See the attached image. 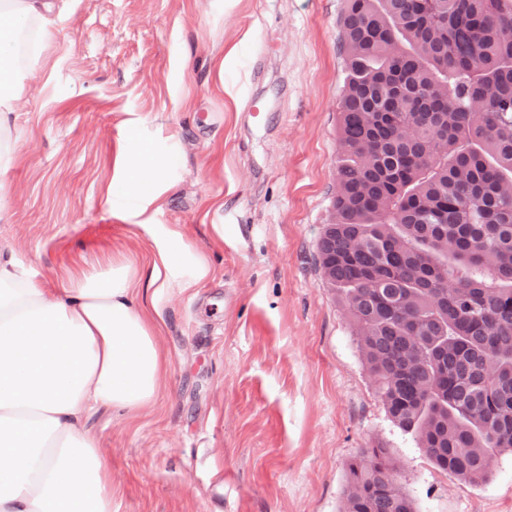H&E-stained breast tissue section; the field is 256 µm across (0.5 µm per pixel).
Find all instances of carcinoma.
Wrapping results in <instances>:
<instances>
[{"instance_id": "1", "label": "carcinoma", "mask_w": 512, "mask_h": 512, "mask_svg": "<svg viewBox=\"0 0 512 512\" xmlns=\"http://www.w3.org/2000/svg\"><path fill=\"white\" fill-rule=\"evenodd\" d=\"M331 218L342 294L392 421L476 482L512 451V0H345ZM341 512H418L389 449Z\"/></svg>"}]
</instances>
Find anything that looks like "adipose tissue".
Here are the masks:
<instances>
[{"instance_id":"adipose-tissue-1","label":"adipose tissue","mask_w":512,"mask_h":512,"mask_svg":"<svg viewBox=\"0 0 512 512\" xmlns=\"http://www.w3.org/2000/svg\"><path fill=\"white\" fill-rule=\"evenodd\" d=\"M70 3L0 0V175L19 158L22 68L41 62ZM115 165L122 179L106 197L134 193L143 210L170 189L159 162L137 160L127 143ZM184 253L179 228L167 229L148 287H171ZM138 282L132 262L110 255L56 290L0 248V512H112V475L85 419L152 404L167 367Z\"/></svg>"}]
</instances>
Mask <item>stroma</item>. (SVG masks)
<instances>
[{
  "mask_svg": "<svg viewBox=\"0 0 512 512\" xmlns=\"http://www.w3.org/2000/svg\"><path fill=\"white\" fill-rule=\"evenodd\" d=\"M343 7L74 0L48 65L24 72L0 247L59 288L108 253L148 273L175 226L188 255L174 277L197 281L146 304L164 321L155 402L86 420L112 512H340L345 464L374 444L418 512H512L511 452L463 481L393 424L316 262L336 191ZM125 141L163 162L159 208L106 201Z\"/></svg>",
  "mask_w": 512,
  "mask_h": 512,
  "instance_id": "1",
  "label": "stroma"
}]
</instances>
